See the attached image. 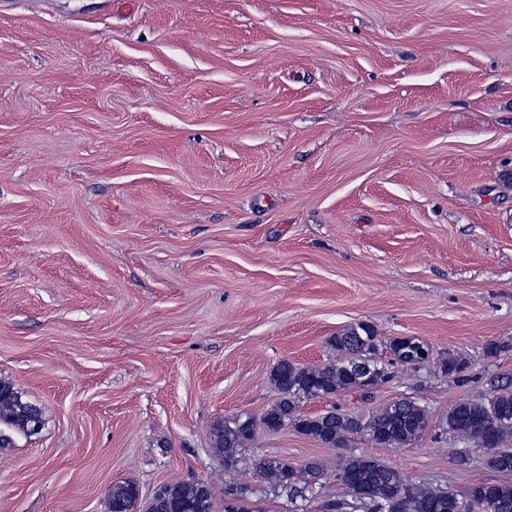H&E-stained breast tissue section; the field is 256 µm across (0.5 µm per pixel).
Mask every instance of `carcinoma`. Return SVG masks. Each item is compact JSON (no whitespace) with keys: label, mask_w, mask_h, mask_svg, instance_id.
I'll return each mask as SVG.
<instances>
[{"label":"carcinoma","mask_w":512,"mask_h":512,"mask_svg":"<svg viewBox=\"0 0 512 512\" xmlns=\"http://www.w3.org/2000/svg\"><path fill=\"white\" fill-rule=\"evenodd\" d=\"M381 339L367 323H358L336 335L332 344L343 357L317 367L302 368L286 360L271 374L278 391L277 401L259 419L250 417L224 421L210 432L212 448L224 456V466L237 462V453L255 436L256 428L277 432L291 425L301 435L332 448L347 447L353 434L366 433L381 445L401 447L415 442L428 426L426 409L413 400L393 402L371 414L329 410L319 416L301 414L303 399H321L356 389L362 376L361 364L368 363L384 383L390 375L374 360ZM428 345L415 339L402 351V364L411 365L429 358ZM467 362L450 355L438 363L448 377L462 373ZM494 393L486 400H461L448 411L447 430L454 436L471 440L486 450V464L500 472H512V448L505 441L512 437V375L493 380ZM322 476L324 465L309 460L298 467L277 456L258 460L254 475L266 480L276 496L290 502L306 499L308 486L302 475ZM336 479L349 490L351 500L338 502L339 512H512V484H473L462 491L433 488L416 483L395 468L365 454L349 453L340 458ZM251 492L245 483L224 486V512H242L239 502ZM139 489L132 481L112 484L108 503L112 512H134ZM151 512H214V493L206 480L196 484H178L172 493L158 497Z\"/></svg>","instance_id":"obj_1"}]
</instances>
